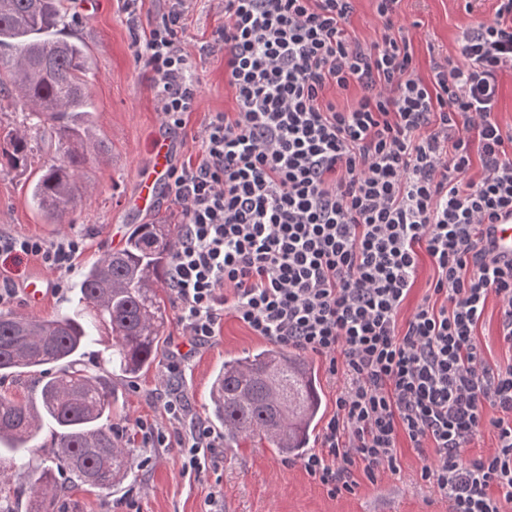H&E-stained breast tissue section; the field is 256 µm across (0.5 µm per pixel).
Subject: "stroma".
Segmentation results:
<instances>
[{
	"mask_svg": "<svg viewBox=\"0 0 512 512\" xmlns=\"http://www.w3.org/2000/svg\"><path fill=\"white\" fill-rule=\"evenodd\" d=\"M68 15L81 25L66 30L67 40L85 45L94 67L87 80L91 88L93 124L102 152L81 170L79 198L65 224L47 223L31 199V186L44 162L56 149H35L27 169L0 167V236H30L55 243L76 233L86 247L71 271L59 274L39 258L28 256L0 263V275L17 288L37 276L45 280L44 298L36 304L25 295L12 302L13 310L43 318L71 308L74 287L84 269L105 252L124 245L130 225L160 222L178 224L182 209L168 190H161L153 208H128L139 177L151 165L154 141H168L173 165L196 160L211 113L234 107V93L224 82V51L219 42L224 13L215 0H194L177 29L198 86L195 112L182 128L164 123L157 110L151 73L133 54L134 36L148 35L168 12V0H139L136 14H128L122 0H64ZM495 0H402L399 21L417 25V72L431 79L433 57L459 58L458 38L478 19L492 20ZM164 332L153 365L133 379H115L116 412L126 426L143 420L165 424L163 403L178 397L200 421L208 419L209 391L214 372L226 358L267 346L232 316H224L217 336L189 345L182 334L174 300H167ZM187 353L184 372L167 370L174 351ZM136 453H147V465L136 467L135 477L110 493L62 487L63 512H448L447 499L418 473L423 457L410 447L401 449V471L368 480L355 468L353 493L331 495L310 477L295 457H284L266 441H245L224 447L218 463L197 476L181 473L173 448H145L141 436L131 443Z\"/></svg>",
	"mask_w": 512,
	"mask_h": 512,
	"instance_id": "obj_1",
	"label": "stroma"
}]
</instances>
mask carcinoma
<instances>
[{
  "label": "carcinoma",
  "mask_w": 512,
  "mask_h": 512,
  "mask_svg": "<svg viewBox=\"0 0 512 512\" xmlns=\"http://www.w3.org/2000/svg\"><path fill=\"white\" fill-rule=\"evenodd\" d=\"M78 20L61 0H0V94L8 93L48 127L63 157L43 165L31 193L53 224L73 208L78 175L99 152L93 139L83 44L59 38ZM0 158L24 169L32 157L27 131L7 133ZM177 242L172 224H137L119 250L82 273L77 311L34 318L0 309V374L57 367L38 400L0 395V512L4 497L26 499V512H57L58 477L71 486L110 491L134 476L128 432L112 423V378L136 377L155 360L163 324L158 288ZM111 341L97 374L82 363L85 350ZM209 422L224 442L258 437L286 457L303 454L322 416L318 373L301 356L278 346L224 360L209 393ZM49 430L51 448L38 462L36 445ZM26 474L14 481L13 468Z\"/></svg>",
  "instance_id": "carcinoma-1"
}]
</instances>
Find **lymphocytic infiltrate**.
Segmentation results:
<instances>
[{
  "instance_id": "obj_1",
  "label": "lymphocytic infiltrate",
  "mask_w": 512,
  "mask_h": 512,
  "mask_svg": "<svg viewBox=\"0 0 512 512\" xmlns=\"http://www.w3.org/2000/svg\"><path fill=\"white\" fill-rule=\"evenodd\" d=\"M191 2L170 0L132 42L176 128L198 95L176 38ZM217 2L235 108L211 114L197 162L168 172L183 213L168 283L184 335L207 341L229 314L344 375L320 449L301 460L330 494L353 492L359 463L371 478L397 472L405 439L432 446L420 477L448 512H512V261L489 238L512 219V126L496 118L512 0L466 27L460 59L434 62L428 81L400 0H372L380 35L364 44L346 29L355 0ZM352 89L356 102L340 105ZM84 245L17 236L0 238V253L66 272ZM425 256L432 281L401 317ZM492 301L509 352L495 366L477 334ZM165 415L163 427L136 422L144 444L177 447L183 474L201 473L218 439L182 400H166ZM487 425L495 447L465 458Z\"/></svg>"
}]
</instances>
